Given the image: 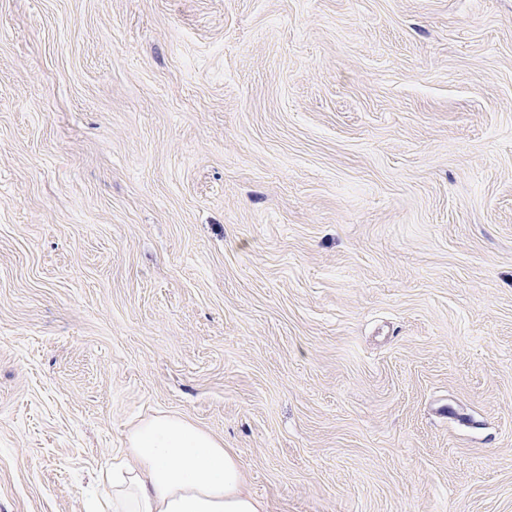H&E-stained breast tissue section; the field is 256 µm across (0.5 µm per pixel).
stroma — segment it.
I'll list each match as a JSON object with an SVG mask.
<instances>
[{"mask_svg": "<svg viewBox=\"0 0 512 512\" xmlns=\"http://www.w3.org/2000/svg\"><path fill=\"white\" fill-rule=\"evenodd\" d=\"M157 411L269 512H512V0H0V512Z\"/></svg>", "mask_w": 512, "mask_h": 512, "instance_id": "35a3bbf8", "label": "stroma"}]
</instances>
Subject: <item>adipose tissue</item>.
Segmentation results:
<instances>
[{
    "mask_svg": "<svg viewBox=\"0 0 512 512\" xmlns=\"http://www.w3.org/2000/svg\"><path fill=\"white\" fill-rule=\"evenodd\" d=\"M98 479V512H266L221 438L164 412L128 431L119 461Z\"/></svg>",
    "mask_w": 512,
    "mask_h": 512,
    "instance_id": "1",
    "label": "adipose tissue"
}]
</instances>
